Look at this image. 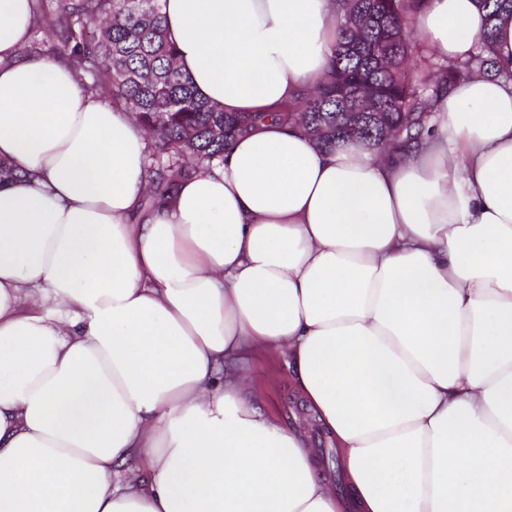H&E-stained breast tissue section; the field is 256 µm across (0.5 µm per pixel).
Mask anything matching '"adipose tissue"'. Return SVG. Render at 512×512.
Listing matches in <instances>:
<instances>
[{
  "instance_id": "obj_1",
  "label": "adipose tissue",
  "mask_w": 512,
  "mask_h": 512,
  "mask_svg": "<svg viewBox=\"0 0 512 512\" xmlns=\"http://www.w3.org/2000/svg\"><path fill=\"white\" fill-rule=\"evenodd\" d=\"M176 61L228 112L313 87L332 0H162ZM0 0V512H512V82L440 97L411 148L320 149L265 122L144 207V132ZM478 0L412 31L474 52ZM288 357L333 439L254 405ZM141 460L142 476L121 468Z\"/></svg>"
}]
</instances>
